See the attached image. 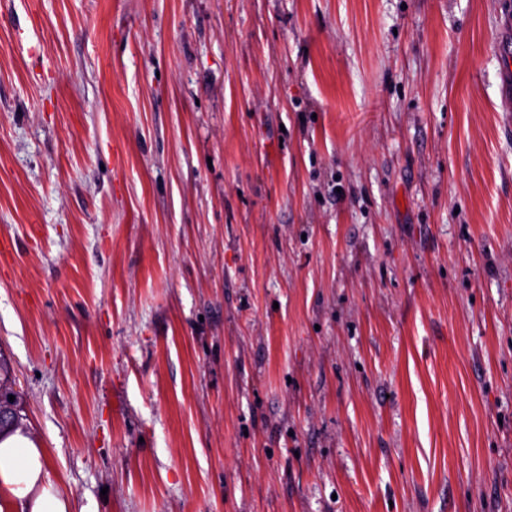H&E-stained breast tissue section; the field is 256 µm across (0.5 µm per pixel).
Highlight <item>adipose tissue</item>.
Masks as SVG:
<instances>
[{
	"label": "adipose tissue",
	"instance_id": "obj_1",
	"mask_svg": "<svg viewBox=\"0 0 512 512\" xmlns=\"http://www.w3.org/2000/svg\"><path fill=\"white\" fill-rule=\"evenodd\" d=\"M0 512H72L44 449L19 429L0 438Z\"/></svg>",
	"mask_w": 512,
	"mask_h": 512
}]
</instances>
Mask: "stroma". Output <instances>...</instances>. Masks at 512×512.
<instances>
[{"instance_id":"1","label":"stroma","mask_w":512,"mask_h":512,"mask_svg":"<svg viewBox=\"0 0 512 512\" xmlns=\"http://www.w3.org/2000/svg\"><path fill=\"white\" fill-rule=\"evenodd\" d=\"M512 0H0V357L73 512H512Z\"/></svg>"}]
</instances>
